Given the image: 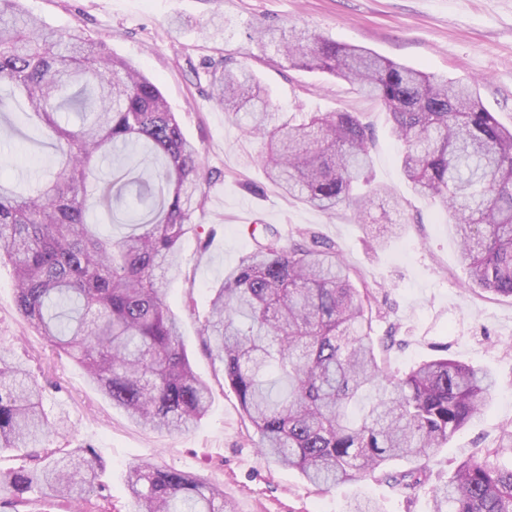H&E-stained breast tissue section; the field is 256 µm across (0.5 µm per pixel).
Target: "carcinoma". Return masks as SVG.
Wrapping results in <instances>:
<instances>
[{"label":"carcinoma","instance_id":"cac0c4a2","mask_svg":"<svg viewBox=\"0 0 512 512\" xmlns=\"http://www.w3.org/2000/svg\"><path fill=\"white\" fill-rule=\"evenodd\" d=\"M249 39L378 100L405 148L413 192L454 219L473 285L512 297V129L476 88L302 30L267 27ZM209 73L215 104L233 120L247 116L246 134L266 141L269 182L330 216L351 209L371 233L396 234L398 201L369 179L373 132L362 116L298 122L271 108L245 65ZM0 86L24 100L57 155L35 191L0 181V264L12 268L20 314L130 419L188 430L209 410L211 390L192 368L167 290L206 202L201 149L140 67L81 27L44 26L22 0H0ZM138 145L153 168L135 164L101 181L99 162ZM98 206L133 215L131 232L98 234ZM250 235L255 248L212 289L200 335L261 453L321 491L366 476L408 496L428 486L442 448L482 412L490 374L445 356L391 371L380 353L392 337L372 335L374 295L353 283L334 246L310 231L283 245L270 224ZM63 420L44 408L42 386L0 355V451L42 447L32 466L0 470L1 510L34 491L86 507L93 465L72 467L44 448ZM400 461L408 467L391 469ZM128 491L130 512H226L222 490L180 470L138 464ZM432 498V512H512V426L451 468Z\"/></svg>","mask_w":512,"mask_h":512}]
</instances>
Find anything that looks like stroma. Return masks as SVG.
<instances>
[{"mask_svg":"<svg viewBox=\"0 0 512 512\" xmlns=\"http://www.w3.org/2000/svg\"><path fill=\"white\" fill-rule=\"evenodd\" d=\"M24 6L50 28L83 27L155 78L184 134L201 148L209 173L204 210L183 239L181 269L167 297L193 368L212 393L208 413L189 432L161 433L114 408L79 364L58 357L20 315L12 270L0 266V351L45 386L46 408L68 414V430L51 445L86 449L96 461L94 483L102 492L92 495V503L129 512V470L150 462L218 486L231 512H345L355 497L379 502L383 512H431L425 489L408 498L363 477L320 493L298 471L265 461L199 328L209 314L212 288L251 251L250 226L274 225L286 239L312 231L335 243L356 284L372 288L375 333L396 337L384 355L389 369L405 372L447 356L496 379L482 414L439 455L433 484L447 479L450 463L496 442L512 423V299L468 287L452 224L413 194L401 171L402 146L391 134L387 110L348 81L292 67L249 35L267 25L296 26L432 75L476 81L484 106L512 128V0H24ZM216 10L228 22L217 36L209 24ZM227 61L248 65L268 88L273 107L288 114L363 115L375 140L370 175L399 198L406 218L398 236L372 241L350 211L327 216L282 195L260 167L244 166L245 156H259L266 145L246 136L212 101L208 67ZM21 108L18 102L11 106L15 137L0 134V179L13 183L35 175L55 156L50 140L39 136Z\"/></svg>","mask_w":512,"mask_h":512,"instance_id":"stroma-1","label":"stroma"}]
</instances>
